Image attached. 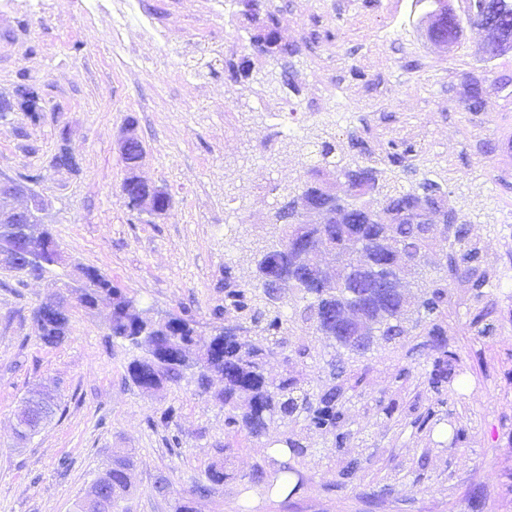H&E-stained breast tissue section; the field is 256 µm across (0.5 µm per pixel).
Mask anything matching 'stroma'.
Here are the masks:
<instances>
[{
    "instance_id": "1",
    "label": "stroma",
    "mask_w": 512,
    "mask_h": 512,
    "mask_svg": "<svg viewBox=\"0 0 512 512\" xmlns=\"http://www.w3.org/2000/svg\"><path fill=\"white\" fill-rule=\"evenodd\" d=\"M267 6L295 48L283 61L254 53L256 29L237 0H135L117 44L111 11L86 0H0V97L33 89L41 112L36 122L20 109L0 115V179L29 183L44 200L71 264L99 268L156 312H189L205 334L224 302L225 268L253 281L258 251L281 237L272 208L299 185L309 141L329 132L344 162L376 166L383 183L441 184L496 275L478 302L467 283L453 285L454 380L433 390V360L410 341L352 360L367 372L346 403V428L365 441L347 452L357 476L339 485L325 433L295 460L304 486L289 498L248 480L268 467L287 425L228 443L223 409L194 384L137 387L126 374L133 352L110 338L103 304L68 301L69 336L43 345L33 311L56 284H20L0 269V512H75L98 471L129 451V512H175L186 500L194 512H512V52L483 62L478 28L456 50L435 46L419 0ZM470 79L489 87L477 112L464 104ZM393 127L413 147L401 167L385 152ZM129 131L145 149L141 175L171 197L149 224L122 193ZM355 136L365 149L352 147ZM63 146L79 173L54 165ZM269 180L274 191L257 197ZM484 309L495 325L487 336L472 324ZM37 391L58 411L19 439L15 415ZM392 400L389 418L380 405ZM214 462L226 465L223 487L193 494Z\"/></svg>"
}]
</instances>
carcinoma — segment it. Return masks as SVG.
<instances>
[{
    "instance_id": "cac0c4a2",
    "label": "carcinoma",
    "mask_w": 512,
    "mask_h": 512,
    "mask_svg": "<svg viewBox=\"0 0 512 512\" xmlns=\"http://www.w3.org/2000/svg\"><path fill=\"white\" fill-rule=\"evenodd\" d=\"M427 17L435 20V40L455 47L460 34L477 26L488 33L482 61L488 62L512 50V0H465L458 12L452 0H429ZM245 13L256 24L252 47L258 55L278 54L284 58L294 53L281 43L274 15L263 0H249ZM487 88L474 82L465 93L468 109L482 106ZM337 144L332 136L319 137L310 151V163L298 191L283 197L271 220L282 226L278 245L260 253L257 275L251 283H241L232 268L224 267V307L213 311L214 328L222 334L213 337L206 353L198 355L191 378L202 394L224 408V426L228 432L245 429L254 438L264 436L271 423L289 422L293 427L278 444L277 453L289 452L292 458L303 456L314 445V436L329 431L335 434L336 453L342 452L349 434L342 431V399L345 385L358 386L363 375L341 366L342 351L366 355L378 340L402 343L415 334L425 336L423 346L434 357L429 385L437 390L453 376L452 360L444 339L448 322L450 284L464 280L476 298L485 295L490 276L479 264V247L470 238L468 223L448 205V194L441 186L426 180L417 188L401 192L383 189L380 172L372 166L345 165L336 159ZM412 148L404 143H387V155L400 164ZM144 148L136 141L123 153L128 176L122 184L127 207L141 206V187L134 182L142 164ZM344 180L352 194L360 196L369 187L373 194L361 200L357 209L346 210L338 204L331 183ZM323 216L313 223L309 211ZM440 225L448 240V253L433 258L431 230ZM332 250L339 267L332 275L322 276L307 267L318 253ZM432 268L434 275L415 300L396 292L403 287L406 272ZM88 284L80 305L90 307L104 294L112 296L110 336L128 343L138 352L128 364L133 384L161 389L177 385L185 377V366L158 357L149 348L157 336L170 331L178 340L190 343L196 329L191 315L169 314L164 322L143 319L130 306L131 297L96 268H81ZM357 300L363 320L353 324L336 320V307ZM304 324L314 336H327L332 343L326 365L333 383L316 392L301 375L292 371L314 358L312 343L293 340L294 329ZM70 331L69 311L58 318H45L40 340L50 346L62 343ZM280 356L285 370L277 381L265 375L268 359ZM224 376L220 391L210 390V371ZM272 471L263 469L251 482L269 488L289 489L294 494L303 486L297 480L288 487L290 476L298 471L288 461L271 459ZM134 457L112 460L107 472V488L97 512H127L126 501L132 490ZM224 466L218 463L206 469L207 483L194 492L210 493L224 485Z\"/></svg>"
}]
</instances>
